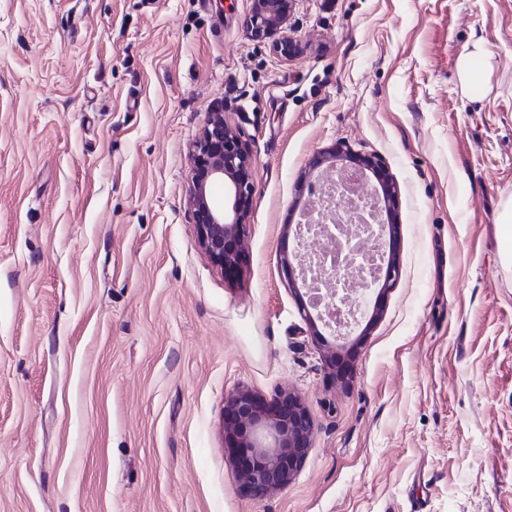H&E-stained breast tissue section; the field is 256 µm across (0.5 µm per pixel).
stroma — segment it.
I'll list each match as a JSON object with an SVG mask.
<instances>
[{
    "instance_id": "35a3bbf8",
    "label": "stroma",
    "mask_w": 512,
    "mask_h": 512,
    "mask_svg": "<svg viewBox=\"0 0 512 512\" xmlns=\"http://www.w3.org/2000/svg\"><path fill=\"white\" fill-rule=\"evenodd\" d=\"M251 6L0 0V512H512V0H293L287 57ZM214 107L255 158L234 282L186 204ZM339 141L396 187L401 276L322 339L281 258ZM238 389L313 418L283 489L240 491ZM492 53L479 40L472 41L457 62V71L462 86L468 91L484 88L491 71Z\"/></svg>"
}]
</instances>
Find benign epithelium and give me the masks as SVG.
I'll return each mask as SVG.
<instances>
[{"instance_id":"7a95c632","label":"benign epithelium","mask_w":512,"mask_h":512,"mask_svg":"<svg viewBox=\"0 0 512 512\" xmlns=\"http://www.w3.org/2000/svg\"><path fill=\"white\" fill-rule=\"evenodd\" d=\"M291 2L254 0L247 22L251 39L288 53L290 42L285 29ZM341 156L348 159L346 170L373 173L384 206L394 201V185L381 163L353 155L345 151L342 144L325 152L323 161ZM253 167L249 144L229 128L224 111L208 112L193 144L187 204L201 252L229 282L239 278L246 262L242 242L255 192ZM214 183L224 184L222 207L215 205L208 194L209 186ZM384 230L389 236L390 255L376 268L373 278L380 297L395 287L401 275L395 254L399 225L388 224ZM284 270L290 285L298 280L307 282L305 266H293L287 256ZM319 306L320 301L315 296H308V301L302 304L304 316L312 326L318 320L325 328H333ZM223 420L224 447L238 474L240 491L259 496L287 487L308 455L313 431L312 417L299 397L283 390L269 401L249 390L239 389L225 397Z\"/></svg>"}]
</instances>
